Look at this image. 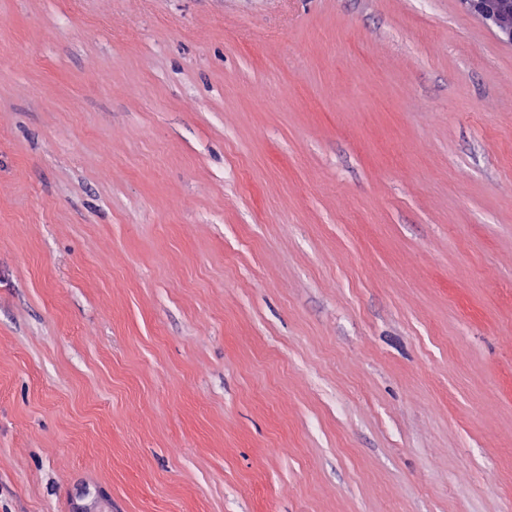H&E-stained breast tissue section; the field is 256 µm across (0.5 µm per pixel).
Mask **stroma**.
Instances as JSON below:
<instances>
[{
  "label": "stroma",
  "mask_w": 512,
  "mask_h": 512,
  "mask_svg": "<svg viewBox=\"0 0 512 512\" xmlns=\"http://www.w3.org/2000/svg\"><path fill=\"white\" fill-rule=\"evenodd\" d=\"M512 512V46L459 0H0V512Z\"/></svg>",
  "instance_id": "obj_1"
}]
</instances>
